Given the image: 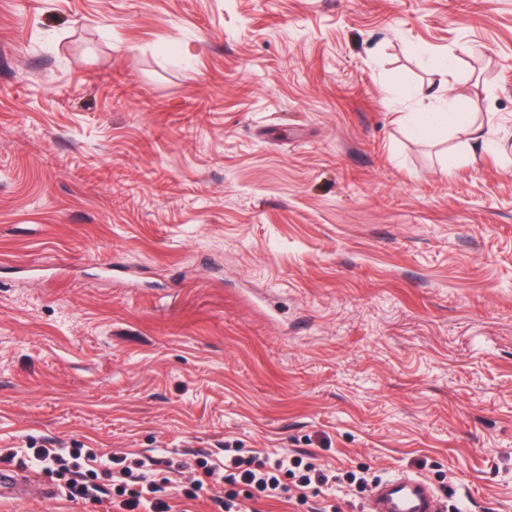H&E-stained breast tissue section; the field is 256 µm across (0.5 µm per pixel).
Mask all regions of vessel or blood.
I'll list each match as a JSON object with an SVG mask.
<instances>
[{
	"instance_id": "obj_1",
	"label": "vessel or blood",
	"mask_w": 512,
	"mask_h": 512,
	"mask_svg": "<svg viewBox=\"0 0 512 512\" xmlns=\"http://www.w3.org/2000/svg\"><path fill=\"white\" fill-rule=\"evenodd\" d=\"M443 498L424 477L399 471L373 487L366 512H444Z\"/></svg>"
}]
</instances>
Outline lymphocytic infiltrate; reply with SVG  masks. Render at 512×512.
I'll return each mask as SVG.
<instances>
[{"label":"lymphocytic infiltrate","mask_w":512,"mask_h":512,"mask_svg":"<svg viewBox=\"0 0 512 512\" xmlns=\"http://www.w3.org/2000/svg\"><path fill=\"white\" fill-rule=\"evenodd\" d=\"M315 458L312 452L305 456L264 454L253 448L228 446L222 461L192 463V484L174 487L172 496L195 501L217 482L226 487L224 512H242L245 502L267 499L303 506L309 498L332 490L337 481L335 471L320 468ZM30 463L62 481L70 498L85 500L101 494V486L92 481L101 470L115 483L119 512H173L170 501L160 498L153 478L163 466V458L104 454L93 448H39Z\"/></svg>","instance_id":"1"}]
</instances>
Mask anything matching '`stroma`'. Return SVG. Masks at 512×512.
Wrapping results in <instances>:
<instances>
[{
	"instance_id": "1",
	"label": "stroma",
	"mask_w": 512,
	"mask_h": 512,
	"mask_svg": "<svg viewBox=\"0 0 512 512\" xmlns=\"http://www.w3.org/2000/svg\"><path fill=\"white\" fill-rule=\"evenodd\" d=\"M228 440L512 512V0H0V465Z\"/></svg>"
}]
</instances>
